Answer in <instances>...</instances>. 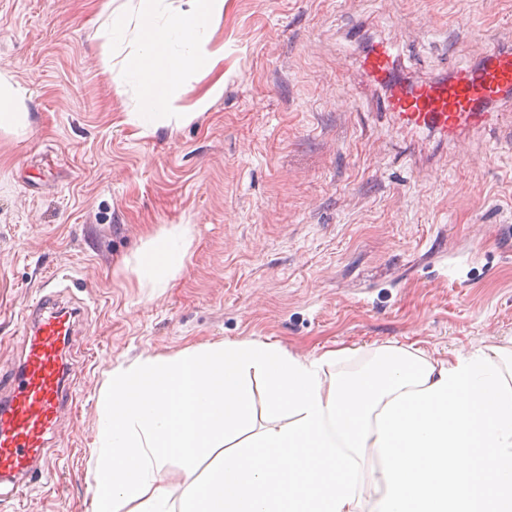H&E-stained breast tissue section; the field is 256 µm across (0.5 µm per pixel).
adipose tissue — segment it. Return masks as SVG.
<instances>
[{"mask_svg":"<svg viewBox=\"0 0 512 512\" xmlns=\"http://www.w3.org/2000/svg\"><path fill=\"white\" fill-rule=\"evenodd\" d=\"M189 247L182 226L150 236L139 283L168 288ZM350 355L220 342L113 366L92 512H512V339L445 360L384 346L337 372Z\"/></svg>","mask_w":512,"mask_h":512,"instance_id":"ef3b65f1","label":"adipose tissue"}]
</instances>
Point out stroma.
Here are the masks:
<instances>
[{"mask_svg": "<svg viewBox=\"0 0 512 512\" xmlns=\"http://www.w3.org/2000/svg\"><path fill=\"white\" fill-rule=\"evenodd\" d=\"M126 0H0V76L27 123L0 131V372L26 310L55 294L84 314L67 352L74 399L48 464L0 512H90L97 398L113 364L218 342L317 357L418 343L434 359L512 338V122L468 156L396 129L359 60L390 42L432 78L512 43V0H225L224 60L173 95L190 123H126L99 36ZM188 225L168 288L140 287L134 256Z\"/></svg>", "mask_w": 512, "mask_h": 512, "instance_id": "obj_1", "label": "stroma"}]
</instances>
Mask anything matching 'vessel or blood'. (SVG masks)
Returning <instances> with one entry per match:
<instances>
[{"instance_id":"b4317fda","label":"vessel or blood","mask_w":512,"mask_h":512,"mask_svg":"<svg viewBox=\"0 0 512 512\" xmlns=\"http://www.w3.org/2000/svg\"><path fill=\"white\" fill-rule=\"evenodd\" d=\"M362 69L385 92V107L399 125L438 136L458 148L485 127L489 105L512 98V46L489 50L482 64L454 69L438 79L409 81L396 67L394 50L369 45ZM77 313L40 297L25 317L30 327L12 375L0 382V480H36L47 460L54 425L72 397L75 374L66 352Z\"/></svg>"}]
</instances>
